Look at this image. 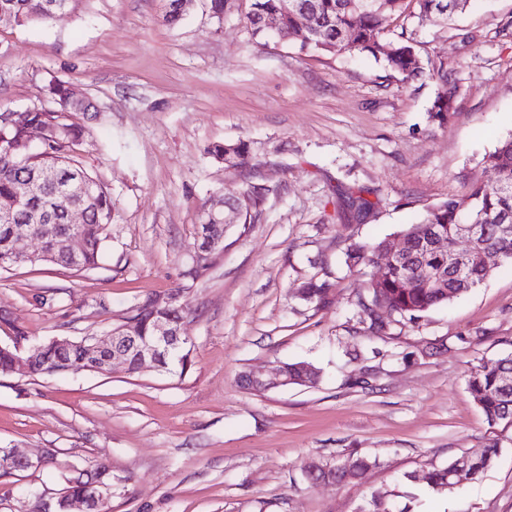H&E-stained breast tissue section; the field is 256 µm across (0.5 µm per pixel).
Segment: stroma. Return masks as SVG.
I'll return each instance as SVG.
<instances>
[{"label": "stroma", "instance_id": "obj_1", "mask_svg": "<svg viewBox=\"0 0 512 512\" xmlns=\"http://www.w3.org/2000/svg\"><path fill=\"white\" fill-rule=\"evenodd\" d=\"M250 9L225 0L218 20L195 0L171 27L166 0H76L50 26L0 20V111L46 103L54 78L92 99L96 112L74 117L78 153L115 204L100 267L0 271V346L107 336L151 295L179 290L190 308L183 374L0 376V448L47 457L0 477V512H30L73 470L102 462L109 512H364L375 492L395 512H512V426L489 427L467 389L472 370L512 352V266L376 334L354 302L379 269L345 263L349 242L396 237L485 180L484 157L512 134V0L427 20L413 4L390 20L385 41L410 38L452 75L442 125L428 117L434 80L252 36ZM239 141L246 167L208 152ZM249 171L271 189L262 215L246 234L230 228L212 269L187 286L202 208L239 195ZM333 185L373 209L340 220ZM311 280L332 284L331 305L301 301ZM295 361L319 369L315 386L240 383ZM495 438L479 479L451 492L419 481ZM353 450L373 463L360 482L308 478L310 462Z\"/></svg>", "mask_w": 512, "mask_h": 512}]
</instances>
